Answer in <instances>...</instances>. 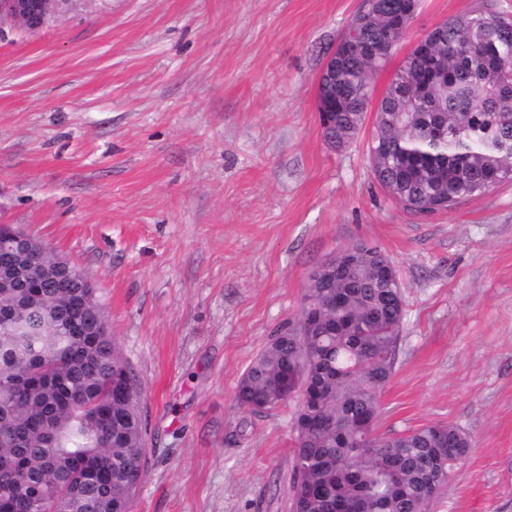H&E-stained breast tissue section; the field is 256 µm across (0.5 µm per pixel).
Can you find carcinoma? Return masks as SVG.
Masks as SVG:
<instances>
[{"instance_id":"cac0c4a2","label":"carcinoma","mask_w":512,"mask_h":512,"mask_svg":"<svg viewBox=\"0 0 512 512\" xmlns=\"http://www.w3.org/2000/svg\"><path fill=\"white\" fill-rule=\"evenodd\" d=\"M399 0H377L351 20L356 41L336 59V117L324 140L358 137L374 98L377 56L362 44L386 33ZM444 74L426 60L402 61L377 105L369 160L382 189L415 214L435 212L491 190L487 177L512 181V21L463 14L429 34ZM0 224V512H125L135 496L126 479L144 475L147 423L140 383L106 323L97 292L75 268L46 288L30 278L53 260L29 238L8 244ZM351 274L331 288L312 284L297 322L281 328L239 378L244 409L288 403L293 386L312 398L297 407L291 512H429L463 463L468 435L429 424L379 435V401L399 352L402 293L376 276L387 260L357 242ZM339 296L343 303L335 304Z\"/></svg>"}]
</instances>
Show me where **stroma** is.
Returning <instances> with one entry per match:
<instances>
[{
	"label": "stroma",
	"mask_w": 512,
	"mask_h": 512,
	"mask_svg": "<svg viewBox=\"0 0 512 512\" xmlns=\"http://www.w3.org/2000/svg\"><path fill=\"white\" fill-rule=\"evenodd\" d=\"M360 0H71L0 25V224L94 280L148 422L134 512H290L294 406L237 380L358 241L404 300L378 431L453 424L471 448L430 512H512V182L421 218L360 136L324 141L318 78ZM512 0H421L397 50ZM353 261L347 252L337 251L331 261L318 267L314 272V278L320 280H332L334 277H344L350 273Z\"/></svg>",
	"instance_id": "35a3bbf8"
}]
</instances>
